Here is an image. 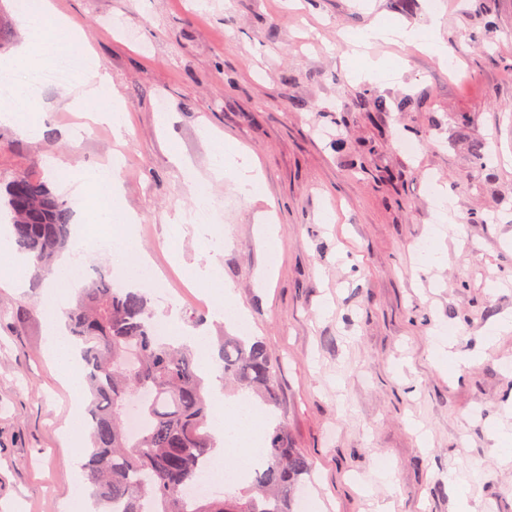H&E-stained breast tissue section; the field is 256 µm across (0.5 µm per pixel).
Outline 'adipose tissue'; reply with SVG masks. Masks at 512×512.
Masks as SVG:
<instances>
[{
	"instance_id": "adipose-tissue-1",
	"label": "adipose tissue",
	"mask_w": 512,
	"mask_h": 512,
	"mask_svg": "<svg viewBox=\"0 0 512 512\" xmlns=\"http://www.w3.org/2000/svg\"><path fill=\"white\" fill-rule=\"evenodd\" d=\"M20 28L27 33V42L14 54L0 57V69L12 71L22 66L36 67L49 61L54 55L82 36L81 28L69 18L57 13L51 0H40L36 14L18 15ZM361 42L373 40H402L422 43L432 54L447 59L448 53L439 35L398 26L376 25L367 29L360 37ZM56 174L80 186H94L99 195L117 199L121 187L116 177L110 176L105 169L87 171L73 167L64 158L53 161ZM212 171L215 175L233 177L239 191L244 196H252L259 185L261 172L247 151L237 148L218 149L214 155ZM76 286L75 280L58 275L56 280L43 294L42 308L47 318V330L53 339V352L57 363L69 369L74 365L73 351L62 342L63 325L60 309L70 299ZM219 430L224 438L223 447L217 448L214 455V477L228 479L237 475L258 451L243 447L242 441L251 429L256 413L253 408L241 404L238 400L217 396L213 401Z\"/></svg>"
}]
</instances>
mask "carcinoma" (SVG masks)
Returning <instances> with one entry per match:
<instances>
[{"label":"carcinoma","mask_w":512,"mask_h":512,"mask_svg":"<svg viewBox=\"0 0 512 512\" xmlns=\"http://www.w3.org/2000/svg\"><path fill=\"white\" fill-rule=\"evenodd\" d=\"M457 138L469 144L473 168L487 170L493 152L474 139L469 120H455ZM0 210L10 219L17 249L32 260L37 276L46 275L72 238V210L47 183L15 175L0 194ZM69 335L80 345L82 373L92 400L88 449L83 469L94 487L99 512H296L298 493L311 463L292 447L285 424L273 428L270 447L252 483L245 489L187 501L181 489L203 475L213 460L208 431L211 403L199 375L193 348L155 335L148 299L112 282L99 271L64 310ZM221 380L250 390L264 405L278 407L274 359L257 338L224 333L218 346ZM143 427L132 436L125 412L138 393Z\"/></svg>","instance_id":"carcinoma-1"}]
</instances>
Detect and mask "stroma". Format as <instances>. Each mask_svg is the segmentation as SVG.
I'll return each mask as SVG.
<instances>
[{
    "label": "stroma",
    "instance_id": "1",
    "mask_svg": "<svg viewBox=\"0 0 512 512\" xmlns=\"http://www.w3.org/2000/svg\"><path fill=\"white\" fill-rule=\"evenodd\" d=\"M85 33L67 49L96 55L112 77L131 126L116 144L106 125L83 126L64 107L66 83L36 93L38 139L0 124V178L42 177L87 227L71 271L87 283L112 268L101 248L92 190L52 174L51 160L94 170L114 163L120 204L138 217L128 234L152 267L133 287L153 312L176 315L186 334L216 340L225 322L189 294L186 279L210 251L213 293L231 285L249 311L250 334L276 360L279 409L312 472L309 512H458L449 475L476 512H512V463L498 429L512 430V0H54ZM437 22L448 61L410 44L378 43L399 75L369 83L337 35L374 20ZM367 96L369 106L356 101ZM411 100L398 110L399 100ZM169 113L159 129L155 117ZM471 119L497 161L478 173L449 115ZM258 158L262 182L243 196L214 177L218 140ZM419 143L408 154L402 141ZM179 153L182 164L171 160ZM208 181L223 234L177 224L193 209L186 171ZM447 187L457 229L437 224L434 186ZM278 225L263 238V223ZM445 247L441 267L420 270L419 244ZM0 287V512H62L85 485L63 433L86 410L52 354L41 306L52 276L26 273ZM454 326L467 367L432 359L435 332ZM391 463L393 484L377 479Z\"/></svg>",
    "mask_w": 512,
    "mask_h": 512
}]
</instances>
